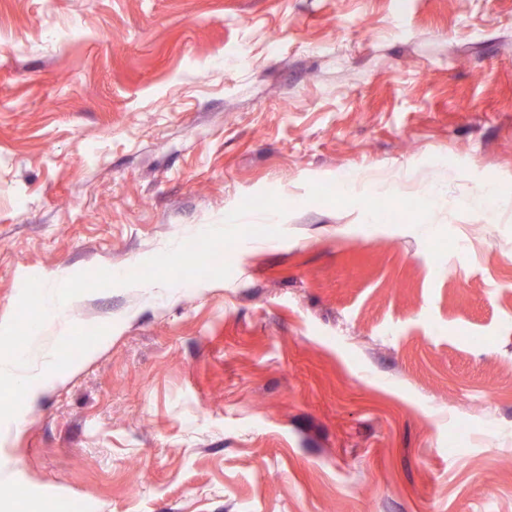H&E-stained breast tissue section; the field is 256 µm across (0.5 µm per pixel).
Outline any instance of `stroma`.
<instances>
[{
    "label": "stroma",
    "instance_id": "obj_1",
    "mask_svg": "<svg viewBox=\"0 0 512 512\" xmlns=\"http://www.w3.org/2000/svg\"><path fill=\"white\" fill-rule=\"evenodd\" d=\"M264 192L36 332L0 512H512V0H0V324Z\"/></svg>",
    "mask_w": 512,
    "mask_h": 512
}]
</instances>
